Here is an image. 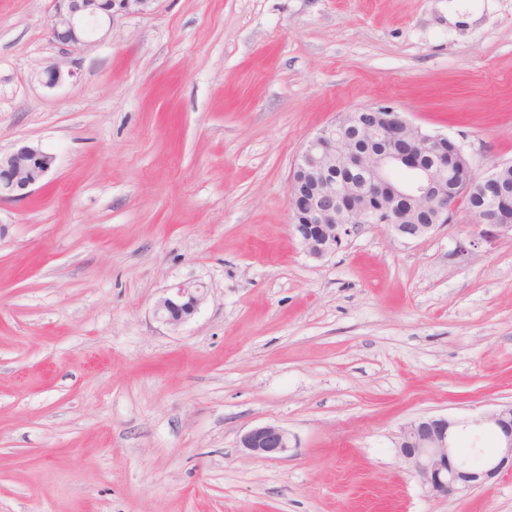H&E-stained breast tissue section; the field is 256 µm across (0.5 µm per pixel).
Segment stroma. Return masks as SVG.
<instances>
[{
  "instance_id": "35a3bbf8",
  "label": "stroma",
  "mask_w": 512,
  "mask_h": 512,
  "mask_svg": "<svg viewBox=\"0 0 512 512\" xmlns=\"http://www.w3.org/2000/svg\"><path fill=\"white\" fill-rule=\"evenodd\" d=\"M159 0L62 53L51 0H0V154H54L0 200V512H512V472L430 495L395 443L512 403V238L455 255L465 202L412 241L292 235L291 169L387 101L512 163V0ZM60 62L69 82L35 70ZM207 286L178 330L166 288ZM288 455L248 456L250 429ZM73 77L74 72L70 69L64 70L59 63L48 65L36 74L37 81L47 88H54ZM241 447L257 459H269L288 453L291 440L284 428L266 424L251 429L241 437Z\"/></svg>"
}]
</instances>
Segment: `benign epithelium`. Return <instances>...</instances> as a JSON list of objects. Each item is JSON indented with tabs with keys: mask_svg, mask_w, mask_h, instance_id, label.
I'll return each instance as SVG.
<instances>
[{
	"mask_svg": "<svg viewBox=\"0 0 512 512\" xmlns=\"http://www.w3.org/2000/svg\"><path fill=\"white\" fill-rule=\"evenodd\" d=\"M51 31L55 41L69 51L95 44L93 35L115 14L144 15L159 0H52ZM74 77L70 69L54 63L36 74L37 81L54 88ZM453 154L456 169L448 168ZM55 157L38 146L22 145L0 156V197H21L51 172ZM498 165L485 177L475 175L463 148L414 124L404 112L379 103L346 113L323 127L304 146L294 163L289 183V211L293 235L311 257L322 259L336 251L342 238L363 224H372L376 212L365 202L388 198L381 211L385 224L405 240H415L446 224L452 208L468 203L479 231L468 243H457L464 255L481 244L494 245L512 237V192L500 178ZM307 173L314 189L294 188L296 177ZM428 213L429 223L409 218ZM199 284L169 288L156 301L154 316L177 329L190 321L205 300ZM488 431L497 441L496 451L481 466L472 467L457 452L463 437ZM241 447L257 459L288 453L291 440L284 428L266 424L241 437ZM398 455L435 497L479 486L504 469L512 470V403L474 419L423 417L401 432Z\"/></svg>",
	"mask_w": 512,
	"mask_h": 512,
	"instance_id": "benign-epithelium-1",
	"label": "benign epithelium"
}]
</instances>
